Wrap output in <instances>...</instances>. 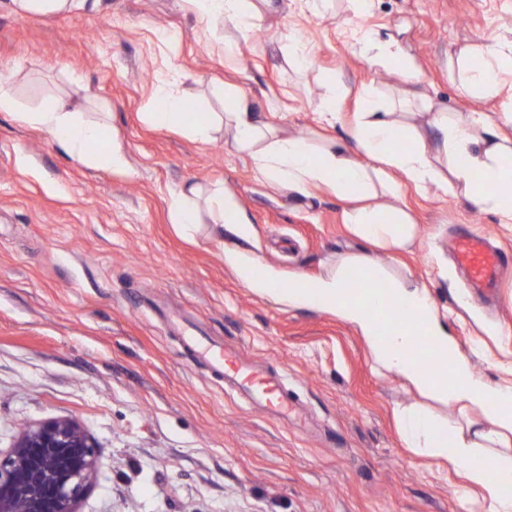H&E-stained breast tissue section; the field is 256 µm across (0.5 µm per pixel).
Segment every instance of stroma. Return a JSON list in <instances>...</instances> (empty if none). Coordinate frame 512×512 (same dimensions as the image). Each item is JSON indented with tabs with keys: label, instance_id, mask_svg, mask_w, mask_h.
Instances as JSON below:
<instances>
[{
	"label": "stroma",
	"instance_id": "1",
	"mask_svg": "<svg viewBox=\"0 0 512 512\" xmlns=\"http://www.w3.org/2000/svg\"><path fill=\"white\" fill-rule=\"evenodd\" d=\"M278 12L240 32L205 29L191 0H102L98 11L19 15L0 0V84L20 109L51 94L81 111L110 106L129 173L70 158L47 131L0 112V450L27 426L77 420L98 467L78 512H462L447 464L404 448L394 412L420 403L374 370L357 330L315 307L253 293L224 262L235 237L169 214L187 183L223 189L252 224L249 250L282 278L316 281L358 250L344 201L323 190L294 199L266 184L224 135L200 142L145 122L156 78L175 76L199 112L241 88L270 121L298 135L346 137L365 94L394 92L396 72L361 59L352 29L399 39L428 94L449 110L497 115L507 96L475 100L448 79V60L512 30V0H373L347 18ZM241 54L224 55L225 39ZM303 42L311 65L286 53ZM336 126L317 123L332 85ZM415 244L383 263L427 284L448 333L492 383L511 376L512 273L498 306L481 308L451 258L470 228L512 255V229L455 195L402 184ZM283 375L291 425L253 408L191 362L174 318Z\"/></svg>",
	"mask_w": 512,
	"mask_h": 512
}]
</instances>
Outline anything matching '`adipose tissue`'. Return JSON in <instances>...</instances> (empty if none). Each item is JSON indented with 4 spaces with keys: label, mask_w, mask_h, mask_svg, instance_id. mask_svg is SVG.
<instances>
[{
    "label": "adipose tissue",
    "mask_w": 512,
    "mask_h": 512,
    "mask_svg": "<svg viewBox=\"0 0 512 512\" xmlns=\"http://www.w3.org/2000/svg\"><path fill=\"white\" fill-rule=\"evenodd\" d=\"M191 2L201 20L227 21L239 29L259 26L265 14L280 9L278 0ZM358 45L369 63L397 71L401 85L398 97L387 104L365 100L345 142L324 144L311 135L287 133L237 88L226 90L225 112L188 121L186 100L173 92L166 77L158 80L160 106L146 120L156 127L184 129L202 142L220 132L230 135L232 148L250 155L270 186L297 198L310 196L315 188L331 191L346 203L343 222L350 233L387 252L405 248L417 237L416 224L397 203L403 181L429 194L461 191L473 209L493 212L501 223L512 224V137L501 130L502 125L512 126V113L496 119L472 112L459 118L435 108L397 40L362 34ZM509 68L512 57L488 46L477 54L460 53L448 67V79L468 95L494 97L501 94V74ZM100 110L101 118L90 119L64 97L50 95L36 110L25 112L8 89L0 88V112L48 131L75 160L128 172L122 145L109 136L104 117L109 107L104 104ZM93 144L99 152H90ZM169 209L185 229L197 227L206 216L216 227L230 226L242 240L252 235L251 225L242 222L220 190L181 189L171 195ZM224 260L256 294L292 307L313 306L351 323L380 372L398 376L435 403L467 412V419L452 423L420 405L397 409L395 416L405 447L446 462L463 479L458 497L462 507L476 502L482 512H512V384L491 385L474 372L425 285L393 273L365 252L339 256L310 291L280 287L277 274L247 249L227 248ZM354 269L362 270L367 280L385 282L388 302L409 307L410 321L429 330L435 340L433 355L447 360L449 375L436 378L421 366L411 353L410 331L384 330L370 311V300H359L350 287ZM481 457L490 460V467L478 465Z\"/></svg>",
    "instance_id": "ef3b65f1"
}]
</instances>
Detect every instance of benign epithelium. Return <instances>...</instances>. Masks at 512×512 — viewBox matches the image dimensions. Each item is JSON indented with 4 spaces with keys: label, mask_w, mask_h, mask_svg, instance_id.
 Wrapping results in <instances>:
<instances>
[{
    "label": "benign epithelium",
    "mask_w": 512,
    "mask_h": 512,
    "mask_svg": "<svg viewBox=\"0 0 512 512\" xmlns=\"http://www.w3.org/2000/svg\"><path fill=\"white\" fill-rule=\"evenodd\" d=\"M97 461L94 441L72 419L25 428L0 451V512H77Z\"/></svg>",
    "instance_id": "1"
}]
</instances>
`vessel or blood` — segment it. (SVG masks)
<instances>
[{
    "instance_id": "b4317fda",
    "label": "vessel or blood",
    "mask_w": 512,
    "mask_h": 512,
    "mask_svg": "<svg viewBox=\"0 0 512 512\" xmlns=\"http://www.w3.org/2000/svg\"><path fill=\"white\" fill-rule=\"evenodd\" d=\"M453 251L457 265L466 272L469 282L478 288L480 298L496 295L504 270L512 260L491 246L484 236L474 232L459 234ZM184 345L194 362L207 366L271 415L287 418L288 394L279 374L251 367L235 350L193 331L188 332Z\"/></svg>"
}]
</instances>
